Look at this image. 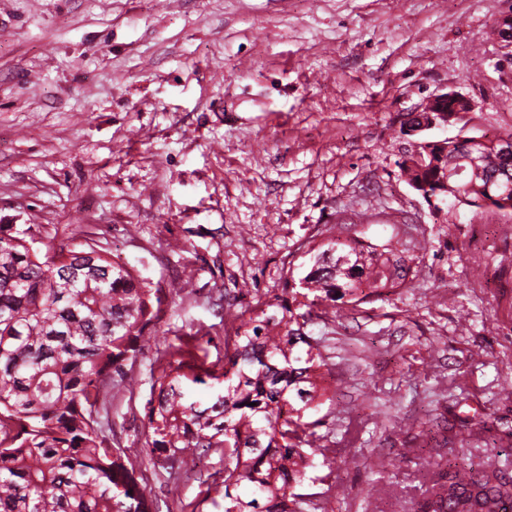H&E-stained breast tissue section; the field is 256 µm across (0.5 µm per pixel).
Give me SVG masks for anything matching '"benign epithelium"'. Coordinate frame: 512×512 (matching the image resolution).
Masks as SVG:
<instances>
[{"mask_svg":"<svg viewBox=\"0 0 512 512\" xmlns=\"http://www.w3.org/2000/svg\"><path fill=\"white\" fill-rule=\"evenodd\" d=\"M494 40L502 51L503 61H512V11L500 16L493 25ZM475 109V104L470 97L457 91L447 90L429 96L419 107L413 110V116L419 120L406 126V135L411 137L407 145V155L412 160L421 162L424 155L421 148L430 145L432 147H448V139L432 140L429 137L431 131L440 129L451 122L459 123L466 119Z\"/></svg>","mask_w":512,"mask_h":512,"instance_id":"1","label":"benign epithelium"}]
</instances>
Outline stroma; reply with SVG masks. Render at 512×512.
Segmentation results:
<instances>
[{
	"label": "stroma",
	"instance_id": "obj_1",
	"mask_svg": "<svg viewBox=\"0 0 512 512\" xmlns=\"http://www.w3.org/2000/svg\"><path fill=\"white\" fill-rule=\"evenodd\" d=\"M512 0H0V225L119 249L164 303L112 445L154 512H223L214 454L166 481L148 465L150 370L172 346L224 356V308L280 293L335 224L396 239L414 279L347 307L322 338L333 405L307 410L358 463L332 512H420L429 461L512 478V216L435 211L398 177L400 117L431 94L512 128V67L490 36ZM198 336L209 337L204 347Z\"/></svg>",
	"mask_w": 512,
	"mask_h": 512
}]
</instances>
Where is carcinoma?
<instances>
[{"instance_id":"carcinoma-1","label":"carcinoma","mask_w":512,"mask_h":512,"mask_svg":"<svg viewBox=\"0 0 512 512\" xmlns=\"http://www.w3.org/2000/svg\"><path fill=\"white\" fill-rule=\"evenodd\" d=\"M503 136L475 150L448 141L423 164L398 165L414 190L485 211L512 206V161ZM483 158L476 173L468 159ZM328 229L311 264L249 312H228L224 363L196 370L177 349L154 377L144 407L149 461L169 475L193 470L214 449L224 457L215 491L224 512H323L295 493L313 457L341 472L357 463L304 420L327 357L304 326L336 322L337 304L358 306L411 284L410 266L388 240L366 242ZM29 230H0V512H149L152 503L105 435L109 409L133 384L126 370L162 303L158 290L102 249L33 247ZM210 389L204 401L195 386ZM421 512H512V480L491 466L432 463Z\"/></svg>"}]
</instances>
